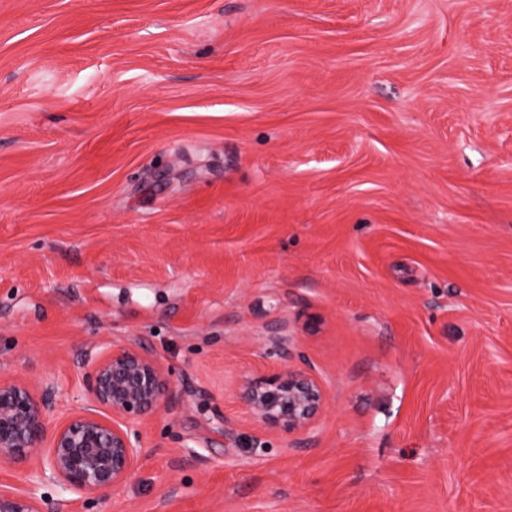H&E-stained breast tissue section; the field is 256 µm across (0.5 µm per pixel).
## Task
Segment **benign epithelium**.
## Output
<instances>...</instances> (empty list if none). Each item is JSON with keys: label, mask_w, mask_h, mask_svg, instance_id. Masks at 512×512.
<instances>
[{"label": "benign epithelium", "mask_w": 512, "mask_h": 512, "mask_svg": "<svg viewBox=\"0 0 512 512\" xmlns=\"http://www.w3.org/2000/svg\"><path fill=\"white\" fill-rule=\"evenodd\" d=\"M86 398L64 422L51 421L54 390L35 394L0 379V452L78 494L108 497L130 479L141 448L132 425L172 399L159 362L144 348L117 345L86 375ZM247 421L286 434L308 433L325 412L324 384L310 365L284 364L249 378L236 390ZM0 512H41L34 493L0 490Z\"/></svg>", "instance_id": "1"}]
</instances>
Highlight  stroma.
Wrapping results in <instances>:
<instances>
[{
  "label": "stroma",
  "instance_id": "35a3bbf8",
  "mask_svg": "<svg viewBox=\"0 0 512 512\" xmlns=\"http://www.w3.org/2000/svg\"><path fill=\"white\" fill-rule=\"evenodd\" d=\"M310 363L317 429L236 386ZM176 392L42 512H512V0H0V377Z\"/></svg>",
  "mask_w": 512,
  "mask_h": 512
}]
</instances>
